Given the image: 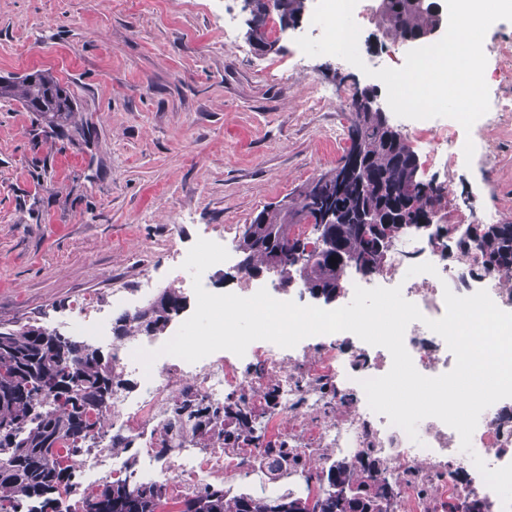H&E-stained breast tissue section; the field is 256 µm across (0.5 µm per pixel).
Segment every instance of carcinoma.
I'll return each mask as SVG.
<instances>
[{
    "label": "carcinoma",
    "instance_id": "cac0c4a2",
    "mask_svg": "<svg viewBox=\"0 0 512 512\" xmlns=\"http://www.w3.org/2000/svg\"><path fill=\"white\" fill-rule=\"evenodd\" d=\"M309 0H253L245 20L247 37H267L270 15L280 27L303 18ZM434 16L420 8L419 0H381L378 4L377 31L382 40L403 42L427 32ZM0 101L18 102L36 113L48 125L65 130L79 102L75 93L53 72L38 71V78L25 77L0 83ZM350 125L358 128L362 164L368 181L350 185L338 199L339 217L325 226L321 244L307 255L302 269L308 272L311 291L329 301L340 294L341 276L348 260L371 254L374 269L382 262L383 247H368L361 233L359 217L374 212L398 227L409 220L403 200L416 153L409 141L378 115L362 105L349 106ZM287 216L278 209H264L253 219L239 241V249L254 269L271 258L293 264V244L283 236ZM478 248L488 268L512 269V224H474L467 237L456 244L463 254ZM185 306L176 288H164L137 315L115 318L112 335L156 336ZM110 359L99 349L82 341L63 339L55 329L27 322L18 327L0 324V512H62L59 498L71 481L75 463L70 453H62L103 428V408L112 396L116 378ZM327 489L314 501L290 494L265 498L244 493L233 505L224 502V489L213 488L187 499L177 512H387L394 496L386 482L374 479L356 488L349 486L347 466L336 463L324 476ZM82 512H167L160 488L138 484L133 474L102 484L84 500Z\"/></svg>",
    "mask_w": 512,
    "mask_h": 512
}]
</instances>
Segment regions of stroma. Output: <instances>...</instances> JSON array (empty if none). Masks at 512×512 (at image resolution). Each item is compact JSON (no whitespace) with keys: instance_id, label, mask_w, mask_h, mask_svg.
Here are the masks:
<instances>
[{"instance_id":"obj_1","label":"stroma","mask_w":512,"mask_h":512,"mask_svg":"<svg viewBox=\"0 0 512 512\" xmlns=\"http://www.w3.org/2000/svg\"><path fill=\"white\" fill-rule=\"evenodd\" d=\"M239 0H0V76L51 70L79 99L66 132L0 102V323L68 316L85 296L166 279L170 249L240 236L348 153L343 100L374 85L331 55L299 57L245 35L224 48ZM337 91L317 109L312 83ZM470 135L471 163L420 175L441 203L512 224V113Z\"/></svg>"}]
</instances>
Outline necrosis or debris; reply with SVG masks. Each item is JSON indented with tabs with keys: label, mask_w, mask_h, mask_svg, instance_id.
Returning a JSON list of instances; mask_svg holds the SVG:
<instances>
[{
	"label": "necrosis or debris",
	"mask_w": 512,
	"mask_h": 512,
	"mask_svg": "<svg viewBox=\"0 0 512 512\" xmlns=\"http://www.w3.org/2000/svg\"><path fill=\"white\" fill-rule=\"evenodd\" d=\"M398 128L425 149L430 165L464 157L466 137L454 119L404 118ZM227 251L237 295L263 288L278 300L316 305L301 272H294L293 286L283 290L238 270L237 246ZM397 285L424 316L407 327L404 344L415 368L428 377L455 365L445 340L425 324L444 315V290L468 296L483 289L499 308L512 312V272L483 269L479 250L452 254L447 242L434 246L408 230L396 236L377 273L345 276L338 303H350L358 286ZM157 286L148 277L137 292L80 300L78 315L60 322L67 332L111 344L112 366L126 382L103 410L104 432L83 442L76 454L75 478L60 495L62 512H81L88 491L129 467L138 482L161 484L172 499L214 486L231 499L241 492L244 477L264 497L286 491L306 495L322 488L323 473L337 462L348 467L353 483H366L375 474L392 485L396 495L388 512H464L474 498L485 500L491 512H504L472 458L480 456L491 469L512 463V398L481 413L468 454L458 433L438 419H423L413 440L369 408L360 382L386 374L392 357L350 332L310 336L292 348L258 340L244 356L220 350L194 363L163 355L146 369L134 351L162 347L190 310L157 336L111 339L109 319L117 313L135 316ZM184 405L205 414L179 420ZM364 458L376 460V470L361 468Z\"/></svg>",
	"instance_id": "obj_1"
}]
</instances>
